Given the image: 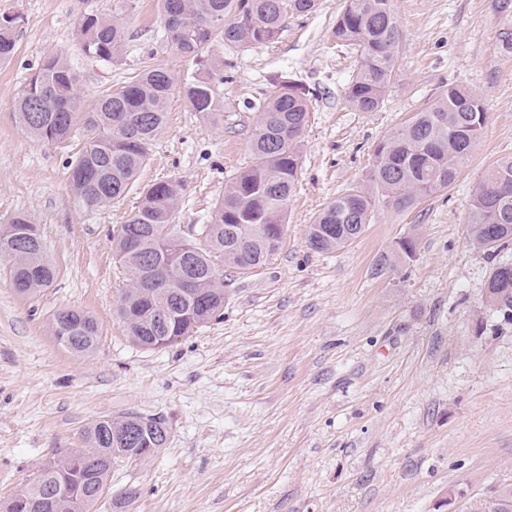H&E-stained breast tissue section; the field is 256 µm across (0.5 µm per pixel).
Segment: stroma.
Returning a JSON list of instances; mask_svg holds the SVG:
<instances>
[{
  "instance_id": "obj_1",
  "label": "stroma",
  "mask_w": 512,
  "mask_h": 512,
  "mask_svg": "<svg viewBox=\"0 0 512 512\" xmlns=\"http://www.w3.org/2000/svg\"><path fill=\"white\" fill-rule=\"evenodd\" d=\"M344 0L290 17L268 45L216 47L224 79L218 125L173 84L136 189L94 211L75 200L69 163L86 132L47 144L15 114L26 79L65 53L86 103L145 66H183L164 37L158 0H0L18 19L14 60L0 66V223L27 215L57 275L35 295L0 258V500L30 483L53 453L81 447L103 417L164 418L156 454L113 465L95 512H483L512 487V321L489 310L493 268L468 242V215L489 166L512 154V50L496 0H394L398 63L381 108L357 112L345 91L355 49L332 36ZM122 14L118 61L80 51L87 11ZM309 93L298 184L271 261L224 280V313L159 350L128 339L116 307L126 285L112 234L139 187L180 182L176 233L194 239L227 183L251 162L255 107L279 81ZM483 100L487 123L448 190L397 210L377 203L345 248L316 252L308 227L362 182L377 141L448 84ZM411 239L412 257L398 251ZM61 308L94 317L96 349L71 354L48 329ZM135 498H125L127 489Z\"/></svg>"
}]
</instances>
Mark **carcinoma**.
Listing matches in <instances>:
<instances>
[{
    "instance_id": "1",
    "label": "carcinoma",
    "mask_w": 512,
    "mask_h": 512,
    "mask_svg": "<svg viewBox=\"0 0 512 512\" xmlns=\"http://www.w3.org/2000/svg\"><path fill=\"white\" fill-rule=\"evenodd\" d=\"M319 0H159L164 32L192 70L182 85L193 111L213 125L223 116L215 82L224 62L213 47L274 42L291 15L317 9ZM336 42L360 52L359 66L346 87L357 112L383 104L396 68L398 27L393 0H345L333 28ZM15 19L0 18V65L17 46ZM82 53L103 62L118 60L127 40L123 19L86 13L78 22ZM174 74L149 67L119 89L85 106L79 74L63 53L48 56L21 89L15 112L21 128L49 144L69 137L82 122L88 138L70 162V190L94 210L123 199L148 161L149 147L165 124ZM309 103L305 90L282 82L261 106L250 140L252 164L237 173L202 225L201 249L172 234L180 186L159 181L139 192L125 224L112 234V251L126 273L117 313L127 336L148 350L165 336H187L222 315L224 269L248 272L267 264L284 239L288 200L296 191L303 130ZM487 112L478 95L448 85L438 99L386 133L374 149L365 181L333 198L309 225L307 243L317 252L342 249L357 238L380 200L397 210L447 189L459 165L482 136ZM469 243L496 253L512 244V155L497 159L475 194L469 215ZM14 253L12 278L19 292L34 295L49 287L55 269L47 261L38 227L24 214L0 225V256ZM496 312H512V264L496 266L486 292ZM51 334L78 355L98 345L100 328L90 315L55 312ZM81 462L64 454L49 460L34 481L0 501V512H16L17 494L31 512H91L112 462L154 454L167 442L165 420L131 413L99 419L83 429ZM487 512H512V488L499 493Z\"/></svg>"
}]
</instances>
